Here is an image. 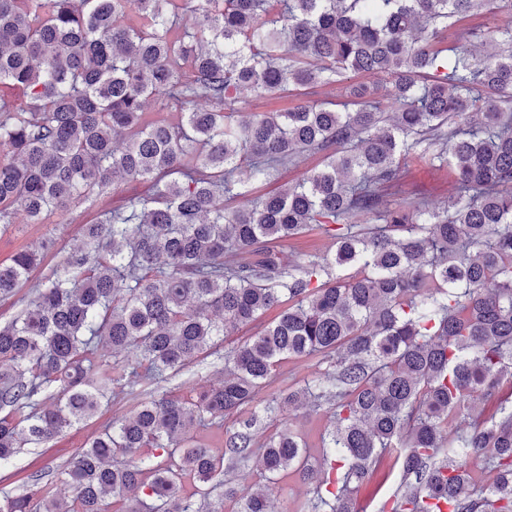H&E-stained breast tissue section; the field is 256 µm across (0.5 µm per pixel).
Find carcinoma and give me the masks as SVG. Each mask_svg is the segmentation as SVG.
Returning <instances> with one entry per match:
<instances>
[{
    "label": "carcinoma",
    "instance_id": "cac0c4a2",
    "mask_svg": "<svg viewBox=\"0 0 512 512\" xmlns=\"http://www.w3.org/2000/svg\"><path fill=\"white\" fill-rule=\"evenodd\" d=\"M484 0H0V224H39L118 182L149 194L84 225L14 320L0 324V464L87 423L146 383L153 394L87 436L53 475L68 502L0 493V512H200L179 494L193 476L209 512H269L274 486H311L306 512H357L385 456L399 482L379 512H512V22L448 49V27ZM190 14L195 33L180 39ZM383 80L350 100L243 110V95L315 93L347 74ZM19 93L17 103L1 90ZM180 120L149 122L145 103ZM299 153L319 167L249 198ZM443 161L455 186L437 210L392 203L402 163ZM245 202L224 208L241 166ZM372 215L376 224L353 218ZM315 227L329 254L283 258ZM53 242L0 260L13 296ZM259 334L224 338L271 309ZM112 350L103 368L100 345ZM224 354V381L166 384ZM328 368L243 415L286 360ZM312 404L329 425L326 467L278 416ZM235 418L215 454L194 431ZM491 479L479 482L469 458ZM253 461L266 484L234 472Z\"/></svg>",
    "mask_w": 512,
    "mask_h": 512
}]
</instances>
